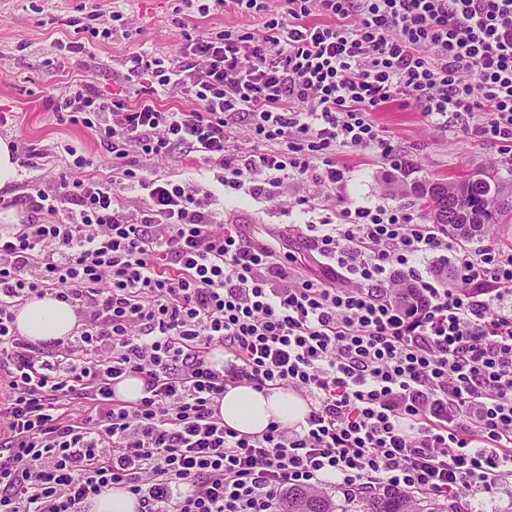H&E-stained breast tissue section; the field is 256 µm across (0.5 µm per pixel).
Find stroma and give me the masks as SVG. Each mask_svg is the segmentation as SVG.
<instances>
[{"mask_svg": "<svg viewBox=\"0 0 512 512\" xmlns=\"http://www.w3.org/2000/svg\"><path fill=\"white\" fill-rule=\"evenodd\" d=\"M95 10L101 16L122 12L116 33L105 36L104 24L100 19L93 21L95 34L88 50L57 61L54 44L65 37L67 21ZM179 13L187 15L188 28L175 24ZM256 25L252 16L231 10L201 17L185 0H0V114L6 117L5 124H0V138L14 144L19 175L9 197L27 195L34 186L50 191L61 178L80 177V170L70 165L73 150L91 158L98 173L110 170L112 156L91 131L71 124L55 110L57 96L68 83L82 79L104 95L121 92L131 104L137 85L126 79L124 61L129 53L145 49L176 59L187 35ZM376 120L406 160V167L393 169L369 149L343 150L339 160L347 168L346 179L336 191L305 179L284 181L259 195L234 191L218 182L216 170L182 147L171 157L145 161V173L210 193L218 221L237 225L246 240L269 244L278 255L298 253L304 259L299 268L304 275L318 273L319 268L298 228L319 221L324 209L343 201L389 204L421 220L425 214L421 202L409 193L412 183L476 173L498 180L512 178V168L500 163L496 147L471 139L459 123L436 125L418 108L397 103L378 112ZM303 197L318 198L321 210L310 212L299 206Z\"/></svg>", "mask_w": 512, "mask_h": 512, "instance_id": "stroma-1", "label": "stroma"}]
</instances>
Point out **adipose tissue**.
Here are the masks:
<instances>
[{
	"label": "adipose tissue",
	"instance_id": "ef3b65f1",
	"mask_svg": "<svg viewBox=\"0 0 512 512\" xmlns=\"http://www.w3.org/2000/svg\"><path fill=\"white\" fill-rule=\"evenodd\" d=\"M17 327L33 340H50L70 335L76 325L74 309L51 297L34 299L17 313ZM309 408L305 400L283 387L265 391L241 384L228 387L219 405L225 425L245 434H259L273 422L295 425Z\"/></svg>",
	"mask_w": 512,
	"mask_h": 512
}]
</instances>
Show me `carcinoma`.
<instances>
[{
    "instance_id": "1",
    "label": "carcinoma",
    "mask_w": 512,
    "mask_h": 512,
    "mask_svg": "<svg viewBox=\"0 0 512 512\" xmlns=\"http://www.w3.org/2000/svg\"><path fill=\"white\" fill-rule=\"evenodd\" d=\"M410 193L424 201L428 220L442 227V231L463 244L486 236L495 226L512 220V183H495L491 191L480 182L469 180L466 189L458 192L457 181L433 180L418 182ZM469 222L475 232L461 237L456 232L457 222ZM285 512H337L338 505L324 491L290 488L284 498ZM360 512H459L458 505H443L428 500L422 504L410 493L388 488L365 495L359 501Z\"/></svg>"
}]
</instances>
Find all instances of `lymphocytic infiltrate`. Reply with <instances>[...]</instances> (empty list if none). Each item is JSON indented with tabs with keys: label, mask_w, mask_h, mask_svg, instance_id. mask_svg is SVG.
Segmentation results:
<instances>
[{
	"label": "lymphocytic infiltrate",
	"mask_w": 512,
	"mask_h": 512,
	"mask_svg": "<svg viewBox=\"0 0 512 512\" xmlns=\"http://www.w3.org/2000/svg\"><path fill=\"white\" fill-rule=\"evenodd\" d=\"M214 6L259 26L196 35L176 61L130 53L132 105L84 83L62 91L112 172L25 195L26 223L0 226V512H87L110 486L139 512H282L291 487L495 497L512 476V248L466 250L403 209L346 205L306 225L320 272L304 277L143 163L184 145L234 191L332 188L346 148L402 165L374 120L399 99L432 123L461 121L512 165V0H284L276 13L214 0L197 12ZM172 88L196 109L163 107ZM240 124L254 144L244 155L231 144ZM133 185L149 199L136 217L120 198ZM434 252L451 254L458 285L424 281ZM405 283L421 301L395 300ZM47 296L77 327L35 342L16 315ZM130 376L144 383L133 402L113 392ZM237 384L290 387L309 412L241 434L219 415Z\"/></svg>",
	"instance_id": "1"
}]
</instances>
